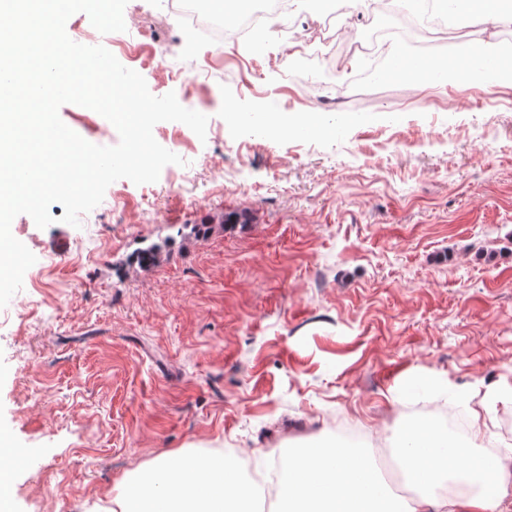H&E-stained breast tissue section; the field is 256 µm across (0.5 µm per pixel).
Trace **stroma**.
<instances>
[{"instance_id": "1", "label": "stroma", "mask_w": 512, "mask_h": 512, "mask_svg": "<svg viewBox=\"0 0 512 512\" xmlns=\"http://www.w3.org/2000/svg\"><path fill=\"white\" fill-rule=\"evenodd\" d=\"M371 2L333 0L344 27L306 70L280 23L215 51L185 40L170 0H128L109 38L67 20L127 68L187 71L146 83L209 121L202 139L155 125L181 164L115 181L80 227L58 204L46 228L11 224L36 257L0 308V434L33 460L12 477L15 512H104L124 478L180 450L239 448L263 470L335 440L339 419L386 439L409 424L414 379L488 397L486 434L468 431L512 448V81L478 99L453 77L422 93L380 75L324 104L360 70L349 37L382 20ZM228 100L319 112L334 132L234 126ZM59 116L119 142L89 108ZM195 224L214 230L197 239ZM160 242L159 262L133 263Z\"/></svg>"}]
</instances>
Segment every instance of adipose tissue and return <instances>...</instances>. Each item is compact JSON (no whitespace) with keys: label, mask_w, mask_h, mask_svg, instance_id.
Wrapping results in <instances>:
<instances>
[{"label":"adipose tissue","mask_w":512,"mask_h":512,"mask_svg":"<svg viewBox=\"0 0 512 512\" xmlns=\"http://www.w3.org/2000/svg\"><path fill=\"white\" fill-rule=\"evenodd\" d=\"M496 55L487 45L466 44L454 63L456 77L493 86L512 71L489 69ZM267 128L329 135L332 127L314 112L283 115L263 109ZM396 461L416 490L408 501L392 495L370 458L327 444L288 462L280 486L289 512H512V489L491 484L472 443L456 444L424 423L393 436ZM242 461L234 454L202 457L178 452L164 455L125 478L106 512H248L255 489L242 479Z\"/></svg>","instance_id":"ef3b65f1"}]
</instances>
